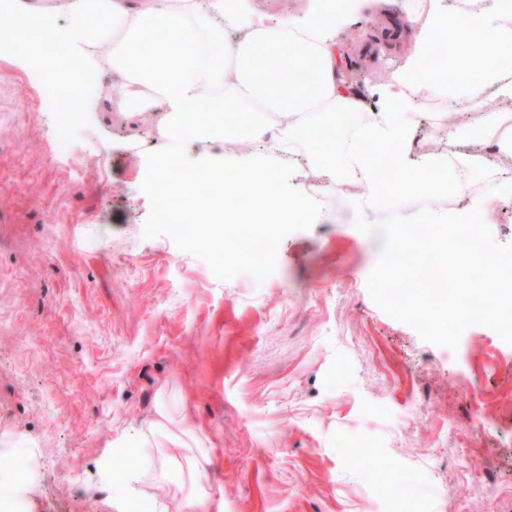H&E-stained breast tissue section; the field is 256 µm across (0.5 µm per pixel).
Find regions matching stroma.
I'll use <instances>...</instances> for the list:
<instances>
[{"mask_svg": "<svg viewBox=\"0 0 512 512\" xmlns=\"http://www.w3.org/2000/svg\"><path fill=\"white\" fill-rule=\"evenodd\" d=\"M381 26L355 15L336 45L356 123L406 55L377 48ZM96 80L67 120L44 75L0 53V458L34 459L0 466V512H130L140 496L192 512L153 468L173 445L140 448L163 407L202 426L224 512H419L388 495L393 469L420 512H512V345L474 325L437 346L373 301L382 236L356 226L363 189L322 183L323 223L275 225L231 261L243 225L221 245L205 224L175 240L142 169L198 144L122 112L111 72ZM415 109L427 148L428 125L466 114L433 93Z\"/></svg>", "mask_w": 512, "mask_h": 512, "instance_id": "35a3bbf8", "label": "stroma"}]
</instances>
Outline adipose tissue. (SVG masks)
I'll return each mask as SVG.
<instances>
[{
    "label": "adipose tissue",
    "mask_w": 512,
    "mask_h": 512,
    "mask_svg": "<svg viewBox=\"0 0 512 512\" xmlns=\"http://www.w3.org/2000/svg\"><path fill=\"white\" fill-rule=\"evenodd\" d=\"M13 2L22 23L13 42L17 54L46 63L34 41L53 37L66 57L109 65L123 111L155 113L162 130L229 143L224 154L202 155L193 166L173 150L153 157L150 186L171 164L183 169L162 194L175 201L184 223L235 221L200 195L201 174L223 184L225 193L244 195L264 224L320 223L322 200L303 186L313 173L334 184L354 175L373 188L369 212L443 230L490 223L499 203L512 197L509 177L464 198L453 161L460 148L484 144L487 152L470 155L475 166L512 165V0H431L428 10L407 13L402 33L410 52L384 87L380 117L336 145L318 140L316 130L361 109L360 98L338 79L336 37L352 14L384 10L390 0H353L347 10L337 0H305L297 17L257 9L253 0H61L56 9ZM467 5L489 18L486 31L462 23ZM60 9L68 15L63 27L56 21ZM452 29L456 41L440 44ZM436 52L444 57L439 73L424 65ZM426 90L460 97L481 115L475 124H449L448 146L439 152L417 149L413 106ZM491 101L499 102L498 110H487ZM282 158L288 161L284 190L273 170ZM415 198L419 209H403ZM168 420L163 412L153 424L177 448L161 455L159 477L173 500L207 512L214 499L209 448L196 428L175 432Z\"/></svg>",
    "instance_id": "adipose-tissue-1"
}]
</instances>
